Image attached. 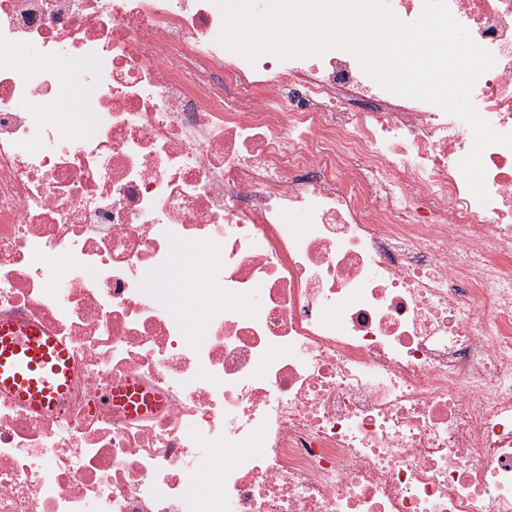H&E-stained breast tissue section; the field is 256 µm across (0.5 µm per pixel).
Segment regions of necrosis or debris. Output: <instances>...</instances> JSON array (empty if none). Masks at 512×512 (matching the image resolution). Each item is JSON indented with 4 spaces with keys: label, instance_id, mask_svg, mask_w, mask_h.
<instances>
[{
    "label": "necrosis or debris",
    "instance_id": "necrosis-or-debris-1",
    "mask_svg": "<svg viewBox=\"0 0 512 512\" xmlns=\"http://www.w3.org/2000/svg\"><path fill=\"white\" fill-rule=\"evenodd\" d=\"M447 4L512 132V0ZM221 26L212 0H0V321L72 371L52 414L0 392V512H512V149L480 203L463 120ZM183 241L181 308L149 285Z\"/></svg>",
    "mask_w": 512,
    "mask_h": 512
}]
</instances>
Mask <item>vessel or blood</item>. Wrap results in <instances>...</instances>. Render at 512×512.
I'll use <instances>...</instances> for the list:
<instances>
[{"instance_id": "vessel-or-blood-1", "label": "vessel or blood", "mask_w": 512, "mask_h": 512, "mask_svg": "<svg viewBox=\"0 0 512 512\" xmlns=\"http://www.w3.org/2000/svg\"><path fill=\"white\" fill-rule=\"evenodd\" d=\"M66 348L42 329L0 323V390L22 405L52 412L70 385Z\"/></svg>"}]
</instances>
